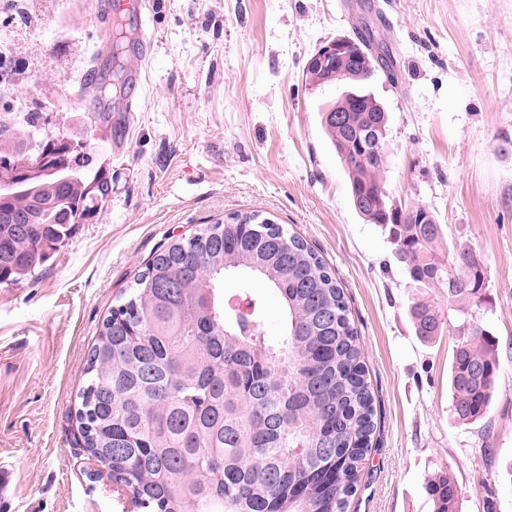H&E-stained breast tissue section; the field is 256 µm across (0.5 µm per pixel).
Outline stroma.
I'll return each mask as SVG.
<instances>
[{"instance_id":"35a3bbf8","label":"stroma","mask_w":512,"mask_h":512,"mask_svg":"<svg viewBox=\"0 0 512 512\" xmlns=\"http://www.w3.org/2000/svg\"><path fill=\"white\" fill-rule=\"evenodd\" d=\"M109 0H0L7 68L0 124L42 113L46 132L87 146L112 179L90 223L33 277L0 284V464L14 471L0 512H127L99 464L74 444L76 395L103 317L167 236L259 211L300 234L344 289L375 395L374 447L348 512H432L428 478L452 476L460 512H512V0H145L149 58L129 54L142 88L125 134L92 121L83 84L110 35ZM367 18L395 59L367 88L388 111L385 186L428 208L446 242L484 261V300L459 312L445 290L415 288L382 227L355 210L320 123L338 88L303 69L323 42ZM224 288L278 295L232 276ZM445 314L436 340L411 307ZM498 342L500 371L482 420L451 410L449 366L466 324Z\"/></svg>"}]
</instances>
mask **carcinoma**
<instances>
[{
  "label": "carcinoma",
  "mask_w": 512,
  "mask_h": 512,
  "mask_svg": "<svg viewBox=\"0 0 512 512\" xmlns=\"http://www.w3.org/2000/svg\"><path fill=\"white\" fill-rule=\"evenodd\" d=\"M132 32L112 21L106 94L124 77ZM351 81L348 123L335 99L322 126L348 175L356 211L383 226L416 287L445 288L465 311L486 290L484 264L454 242L443 251L435 215L393 206L382 179L388 115ZM35 143L0 128V162H20ZM53 173L0 196V283L35 274L95 216L110 191L91 153L57 151ZM228 215L188 236H169L102 320L88 354L76 444L105 467L133 512H347L375 434V399L344 289L322 257L282 224ZM255 277L283 310L278 339L263 328L262 300L224 292V278ZM416 333L441 336L444 313L414 303ZM500 363L480 326L463 329L450 367L452 411L464 424L490 408ZM434 512H458L460 487L448 476L426 482Z\"/></svg>",
  "instance_id": "obj_1"
}]
</instances>
